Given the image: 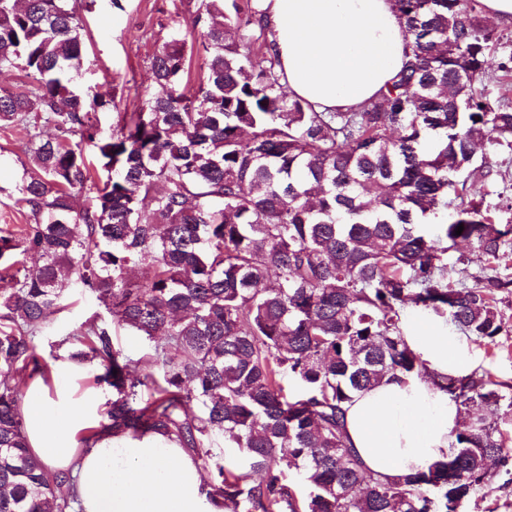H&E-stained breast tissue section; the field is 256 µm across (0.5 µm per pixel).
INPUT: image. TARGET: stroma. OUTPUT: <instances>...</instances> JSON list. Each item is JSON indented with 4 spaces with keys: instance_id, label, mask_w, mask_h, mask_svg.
Instances as JSON below:
<instances>
[{
    "instance_id": "obj_1",
    "label": "stroma",
    "mask_w": 512,
    "mask_h": 512,
    "mask_svg": "<svg viewBox=\"0 0 512 512\" xmlns=\"http://www.w3.org/2000/svg\"><path fill=\"white\" fill-rule=\"evenodd\" d=\"M198 0H122L121 9L106 0L86 13V55L76 82L80 87L107 86L115 89L113 107L99 113L102 128H111L119 113L139 107L155 91L151 61L162 44L173 35L185 36L188 45L200 47V31L191 26ZM26 136L19 126H0V231L21 236L32 217L11 190L23 175L26 162L19 150ZM494 173L475 170L465 176L468 198L497 206L503 190L501 174L512 175V151L488 155ZM73 304L55 316L49 329L37 340L42 355H50L57 341L71 327L98 312L99 305L87 292H72ZM469 366L491 373L493 379L512 383V335L499 337L497 345L462 338ZM467 512H512V474L495 470L493 479L470 502Z\"/></svg>"
}]
</instances>
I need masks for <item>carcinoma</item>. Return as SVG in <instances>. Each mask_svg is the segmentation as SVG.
Returning a JSON list of instances; mask_svg holds the SVG:
<instances>
[{"label": "carcinoma", "instance_id": "cac0c4a2", "mask_svg": "<svg viewBox=\"0 0 512 512\" xmlns=\"http://www.w3.org/2000/svg\"><path fill=\"white\" fill-rule=\"evenodd\" d=\"M394 2L407 59L358 110L317 112L288 96L255 38L259 0H200L198 87L183 86L187 41L173 36L152 61L157 92L106 131L95 113L114 97L75 85L80 8L0 0V70L20 64L30 79L25 91L0 87V123L27 133L14 193L34 220L20 238L0 235V259L38 258L0 274V512H75L65 479L29 452L22 420L23 388L52 379L36 338L74 288L112 318L95 313L55 343L97 361L94 380L112 389L108 423L79 443L105 431L173 440L225 512H465L492 478L488 463L508 465L512 385L431 370L400 311L412 303L488 345L504 331L512 224L465 199L458 176L481 145L512 150V97L488 91L512 79V52L491 70L502 38L481 0ZM42 124L59 135L41 138ZM86 190L95 195L79 208ZM460 242L486 264L452 287L447 254ZM113 322L148 341V372L133 374L114 347ZM387 375L482 410L425 471L382 478L346 443L345 406Z\"/></svg>", "mask_w": 512, "mask_h": 512}]
</instances>
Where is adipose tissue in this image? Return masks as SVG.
<instances>
[{
    "label": "adipose tissue",
    "instance_id": "obj_1",
    "mask_svg": "<svg viewBox=\"0 0 512 512\" xmlns=\"http://www.w3.org/2000/svg\"><path fill=\"white\" fill-rule=\"evenodd\" d=\"M271 49L290 97L316 111L356 109L398 74L407 38L393 0H260ZM409 344L429 367L463 375L460 344L433 317L417 316ZM82 367L59 360L51 383L36 378L24 392L31 453L67 477L82 512H224L205 491L206 475L180 445L162 436L102 434L79 447L81 432L100 427L108 388L77 397ZM460 413L447 395L418 381L386 377L346 407L345 430L371 472H413L448 449Z\"/></svg>",
    "mask_w": 512,
    "mask_h": 512
}]
</instances>
